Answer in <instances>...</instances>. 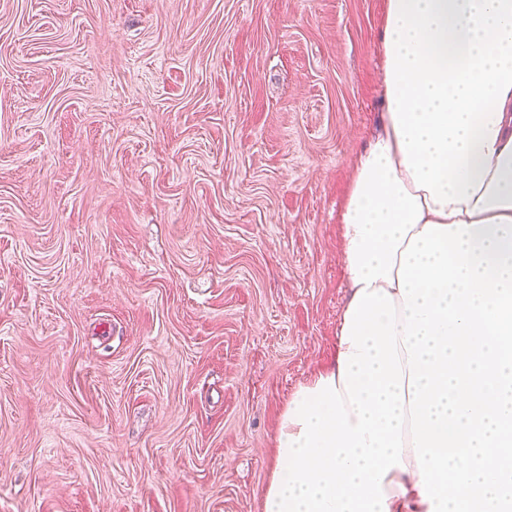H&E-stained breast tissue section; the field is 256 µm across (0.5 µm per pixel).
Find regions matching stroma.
<instances>
[{
  "mask_svg": "<svg viewBox=\"0 0 512 512\" xmlns=\"http://www.w3.org/2000/svg\"><path fill=\"white\" fill-rule=\"evenodd\" d=\"M384 3L0 0V512H263Z\"/></svg>",
  "mask_w": 512,
  "mask_h": 512,
  "instance_id": "1",
  "label": "stroma"
}]
</instances>
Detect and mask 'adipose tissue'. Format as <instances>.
Masks as SVG:
<instances>
[{
  "instance_id": "ef3b65f1",
  "label": "adipose tissue",
  "mask_w": 512,
  "mask_h": 512,
  "mask_svg": "<svg viewBox=\"0 0 512 512\" xmlns=\"http://www.w3.org/2000/svg\"><path fill=\"white\" fill-rule=\"evenodd\" d=\"M333 362L263 512H512V0H386Z\"/></svg>"
}]
</instances>
